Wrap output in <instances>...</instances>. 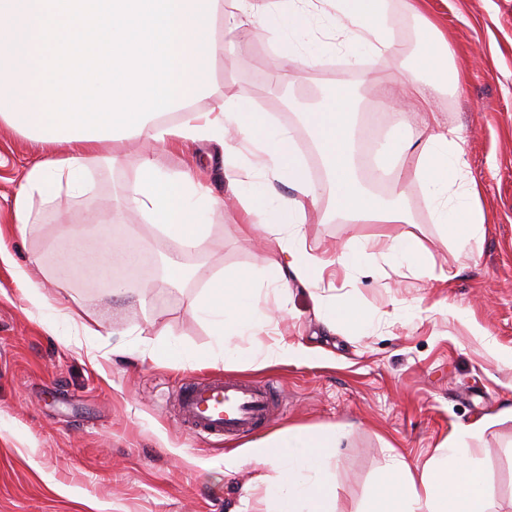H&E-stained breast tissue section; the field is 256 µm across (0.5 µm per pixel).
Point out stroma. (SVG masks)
<instances>
[{"label":"stroma","instance_id":"obj_1","mask_svg":"<svg viewBox=\"0 0 512 512\" xmlns=\"http://www.w3.org/2000/svg\"><path fill=\"white\" fill-rule=\"evenodd\" d=\"M465 74L461 91L435 98L443 126L461 130L480 204L491 222L471 249L462 251L434 224L422 187L408 182L411 230L430 250L447 283L398 275L383 262L353 276L337 274V300L352 297L372 315L363 333L329 334L313 316V299L293 286L287 300L268 294L270 313L288 311L279 325L289 344L309 357L263 370L226 367L207 325L192 315L203 286L218 272L263 270L280 255L263 240L241 238V208L224 187L221 151L209 142L186 143L160 155L170 172L199 169L223 212L210 216L201 250L184 255L176 283L156 271L124 278V295L111 294L97 261L114 238L136 236L149 253L171 244L137 211L125 208L131 175L148 149L133 142L122 166L97 168L85 197L61 208L40 206L38 223L17 231L12 199L38 143L0 123V242L10 262H0V512H233L255 475L252 465L225 470V454L246 446L194 437L180 424L176 393L183 379L231 375L277 379L285 415L271 432L348 426L336 450L332 476L340 512H362L366 498L392 457L421 464L449 436L485 417L492 426L467 437L489 500L488 512H512V0H426ZM397 55L383 64L394 75L413 71L426 35L392 4ZM313 50L310 66L282 96L267 91L274 38L252 25L228 36L214 64L217 96H201L207 111L218 99L249 103L273 123L291 128L313 179L322 163L298 106L341 88L357 93L362 126L373 139L391 136L393 116L378 112L376 87L328 51L320 33L303 36ZM115 213L113 224L83 229L82 255L68 273L56 271L65 221L86 209ZM374 224L311 222L309 241L343 249L377 233ZM26 268L50 301L39 309L23 297L14 274ZM68 305L86 319L104 320L107 335L76 343L55 310ZM172 346L189 359L171 368L142 358L145 345ZM97 365H90L88 347Z\"/></svg>","mask_w":512,"mask_h":512}]
</instances>
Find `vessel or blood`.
<instances>
[{"label":"vessel or blood","instance_id":"b4317fda","mask_svg":"<svg viewBox=\"0 0 512 512\" xmlns=\"http://www.w3.org/2000/svg\"><path fill=\"white\" fill-rule=\"evenodd\" d=\"M278 381L232 377L192 378L182 383L176 411L189 432L216 439L250 435L275 420L281 409Z\"/></svg>","mask_w":512,"mask_h":512}]
</instances>
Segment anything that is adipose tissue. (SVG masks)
<instances>
[{"instance_id": "adipose-tissue-1", "label": "adipose tissue", "mask_w": 512, "mask_h": 512, "mask_svg": "<svg viewBox=\"0 0 512 512\" xmlns=\"http://www.w3.org/2000/svg\"><path fill=\"white\" fill-rule=\"evenodd\" d=\"M424 4L402 0L427 36L416 59L418 72L429 76L423 83L416 76L394 78L381 65L398 52L389 0H0V122L35 137L42 149L13 198L14 223L34 220V199L57 206L62 197L86 193L92 166L122 164L127 140L149 141L154 151L141 157L127 202L172 241L165 273L179 280L182 253L203 245L210 232L203 216L222 210L224 200L204 192L194 171L163 173L159 155L188 139L213 142L224 153V181L238 196L244 240L263 234L282 256L265 272L222 273L205 287L193 314L208 326L220 356L240 362V342L265 336L268 344L249 359L255 368L304 357L280 337L263 307L268 294L287 296L294 285L316 290L314 313L328 331L364 328L370 314L363 306L319 293L327 269L358 270L378 255L415 277L448 279L424 243L403 229L411 221L406 180L419 182L437 224L458 248L480 238L489 222L463 138L432 109L437 92L459 88L460 74ZM316 19L334 31L329 49H346L366 81L383 88L381 111L419 113L429 131L419 144L406 138L381 144L394 199L381 200L356 177V107L343 90L300 112L323 160L321 182L308 176L291 130L273 125L266 113L230 99L207 112L191 107L196 97L215 95L213 63L225 34L240 22L298 32ZM307 64L295 40H277L271 93H280ZM173 112L180 120L164 122ZM284 183L290 194L278 192ZM316 212L326 222L381 225L384 237L316 253L305 232ZM347 434L343 427L291 429L225 456L224 467L253 465L260 512H337L329 469ZM365 512H486L472 448L460 436L441 442L422 466L393 460Z\"/></svg>"}]
</instances>
